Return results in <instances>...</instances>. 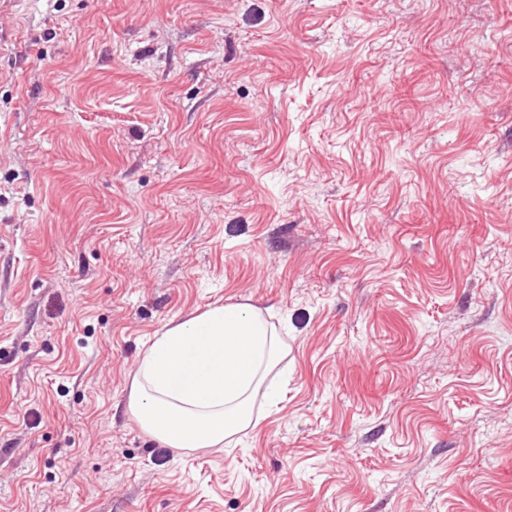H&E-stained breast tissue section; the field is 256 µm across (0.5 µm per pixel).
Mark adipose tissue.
Segmentation results:
<instances>
[{
  "label": "adipose tissue",
  "mask_w": 512,
  "mask_h": 512,
  "mask_svg": "<svg viewBox=\"0 0 512 512\" xmlns=\"http://www.w3.org/2000/svg\"><path fill=\"white\" fill-rule=\"evenodd\" d=\"M284 346L260 308L216 306L169 324L138 360L129 410L167 447L214 448L254 428L257 395L281 364Z\"/></svg>",
  "instance_id": "obj_1"
}]
</instances>
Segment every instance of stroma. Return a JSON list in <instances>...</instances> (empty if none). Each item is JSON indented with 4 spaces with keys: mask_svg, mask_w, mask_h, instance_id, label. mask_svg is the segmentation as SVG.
I'll return each mask as SVG.
<instances>
[{
    "mask_svg": "<svg viewBox=\"0 0 512 512\" xmlns=\"http://www.w3.org/2000/svg\"><path fill=\"white\" fill-rule=\"evenodd\" d=\"M228 304L277 404L166 447ZM0 512H512V0H0ZM283 356L260 308L213 307L152 337L137 363L129 410L169 448L220 446L257 426L256 395Z\"/></svg>",
    "mask_w": 512,
    "mask_h": 512,
    "instance_id": "obj_1",
    "label": "stroma"
}]
</instances>
